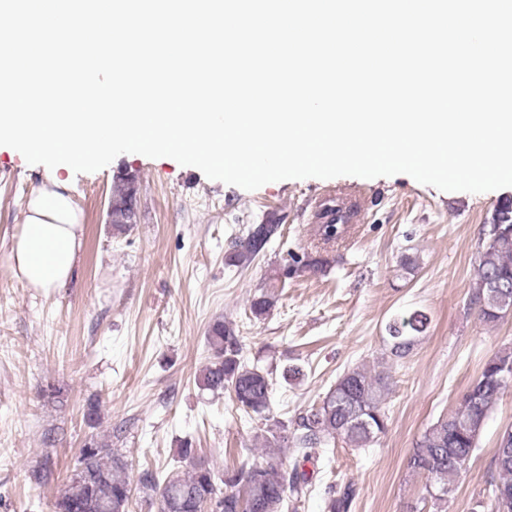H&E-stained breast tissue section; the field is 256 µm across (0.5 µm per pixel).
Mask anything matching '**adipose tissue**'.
<instances>
[{
    "mask_svg": "<svg viewBox=\"0 0 512 512\" xmlns=\"http://www.w3.org/2000/svg\"><path fill=\"white\" fill-rule=\"evenodd\" d=\"M82 228L67 182L54 178L34 188L11 249L14 276L38 291L65 285L82 246Z\"/></svg>",
    "mask_w": 512,
    "mask_h": 512,
    "instance_id": "1",
    "label": "adipose tissue"
}]
</instances>
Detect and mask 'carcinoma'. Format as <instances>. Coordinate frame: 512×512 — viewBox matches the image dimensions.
I'll use <instances>...</instances> for the list:
<instances>
[{
    "label": "carcinoma",
    "mask_w": 512,
    "mask_h": 512,
    "mask_svg": "<svg viewBox=\"0 0 512 512\" xmlns=\"http://www.w3.org/2000/svg\"><path fill=\"white\" fill-rule=\"evenodd\" d=\"M494 222L498 231L488 230L482 241L470 304L486 323H496L512 311V199L499 202ZM279 232L272 222L252 224L235 244L230 261L242 265L262 252ZM273 302L262 294L251 300L249 310L255 319L268 315ZM430 324L429 317L415 311L395 317L386 324L390 354L406 357L416 339ZM207 342L210 361L202 371L200 386L212 392L228 391L236 408L270 420L274 383L270 373L249 365L242 356L240 336L233 324L217 321ZM512 374V348L489 357L471 382L457 408L440 417L416 441L408 468L426 478V495L445 501L456 481L466 473L478 449L475 435L482 433L489 415L505 390L512 385L502 379ZM388 377L380 372L353 368L343 373L326 393L319 406L300 417L294 446L301 449L305 462L329 452L330 442L340 439L354 448H368L387 426L385 400ZM492 463L497 478L490 482L492 512H512V437L497 444ZM127 465L109 445L93 442L82 448L65 488L72 490L67 512H128L131 482ZM311 479L295 462H259L242 457L217 473L204 464L166 477L160 483L151 473L140 478L142 492L155 500L157 512H206L209 495L223 497L222 512H284L288 495L302 497ZM353 489L349 486L326 501L328 512H349Z\"/></svg>",
    "instance_id": "cac0c4a2"
}]
</instances>
